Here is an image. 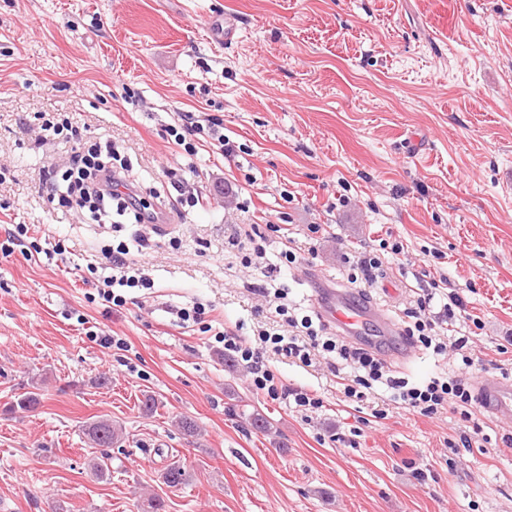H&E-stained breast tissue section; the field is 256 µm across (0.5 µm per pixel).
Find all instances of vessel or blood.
<instances>
[{"instance_id": "1", "label": "vessel or blood", "mask_w": 512, "mask_h": 512, "mask_svg": "<svg viewBox=\"0 0 512 512\" xmlns=\"http://www.w3.org/2000/svg\"><path fill=\"white\" fill-rule=\"evenodd\" d=\"M316 298L322 316L353 339L378 346L401 333L399 326L378 307L361 302L341 289H319ZM476 391L482 405L494 417L512 422L511 377H483L477 382Z\"/></svg>"}]
</instances>
